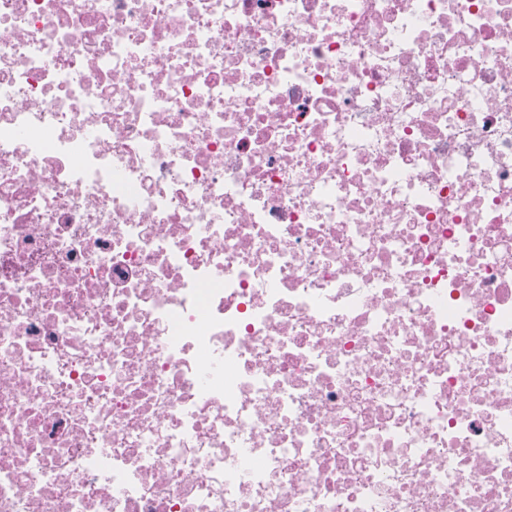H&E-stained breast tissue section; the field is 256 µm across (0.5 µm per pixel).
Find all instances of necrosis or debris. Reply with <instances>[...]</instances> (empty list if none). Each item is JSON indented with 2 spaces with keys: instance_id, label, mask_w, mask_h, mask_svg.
I'll list each match as a JSON object with an SVG mask.
<instances>
[{
  "instance_id": "obj_1",
  "label": "necrosis or debris",
  "mask_w": 512,
  "mask_h": 512,
  "mask_svg": "<svg viewBox=\"0 0 512 512\" xmlns=\"http://www.w3.org/2000/svg\"><path fill=\"white\" fill-rule=\"evenodd\" d=\"M0 512H512V0H0Z\"/></svg>"
}]
</instances>
